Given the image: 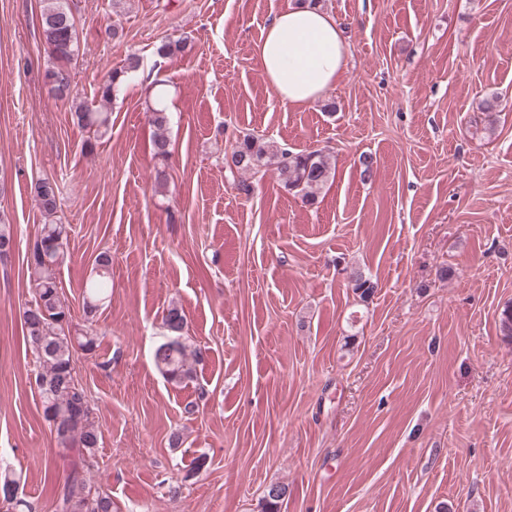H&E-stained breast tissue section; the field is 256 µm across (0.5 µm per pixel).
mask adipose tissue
Segmentation results:
<instances>
[{
	"instance_id": "adipose-tissue-1",
	"label": "adipose tissue",
	"mask_w": 512,
	"mask_h": 512,
	"mask_svg": "<svg viewBox=\"0 0 512 512\" xmlns=\"http://www.w3.org/2000/svg\"><path fill=\"white\" fill-rule=\"evenodd\" d=\"M257 53L266 82L288 104L317 100L347 71L341 24L315 7L291 6L278 14Z\"/></svg>"
}]
</instances>
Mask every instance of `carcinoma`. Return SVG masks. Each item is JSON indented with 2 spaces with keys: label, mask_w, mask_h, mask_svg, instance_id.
<instances>
[{
  "label": "carcinoma",
  "mask_w": 512,
  "mask_h": 512,
  "mask_svg": "<svg viewBox=\"0 0 512 512\" xmlns=\"http://www.w3.org/2000/svg\"><path fill=\"white\" fill-rule=\"evenodd\" d=\"M72 9L69 0H43L40 25L49 58L43 76L54 77L59 85L68 88L64 99L75 103L78 124L84 128L94 127L96 133L102 135L108 131L110 113L92 112L86 105L76 102L70 64L78 55V38ZM139 67V58L131 56L125 65L110 70L101 86L102 99L111 100ZM151 122L156 127L153 153L156 158L165 160L170 155V141L165 135L167 112L161 107L152 109ZM272 166L284 185L300 193L307 202L314 201L318 191L333 176L330 156L322 150L293 152L265 145L252 136L237 142L227 160L232 174L264 175ZM30 190L45 223L27 256V273L34 290L31 302L22 313L25 341L39 359L34 383L56 446L67 450L75 448L81 455V465L70 470L58 491L55 512H114L112 497L95 488L89 477L97 463L96 450L102 433L94 420L90 400L75 377L73 352L78 349L88 354L94 352L97 337L88 331L72 335L71 309L58 286L57 269L66 258V227L54 220L60 189L54 179L43 177L32 182ZM111 273L112 258L100 256L94 277L84 285L83 303L88 312L110 300ZM163 321L168 338L156 347L154 365L170 383L189 382L195 377V364L201 360L202 350L191 351L182 340L186 317L177 305L169 306ZM9 489L18 490L17 480L10 471L1 470L3 501L13 505L16 512L29 508L25 499L6 494ZM287 494V486L269 484L262 498V512H282Z\"/></svg>",
  "instance_id": "carcinoma-1"
}]
</instances>
